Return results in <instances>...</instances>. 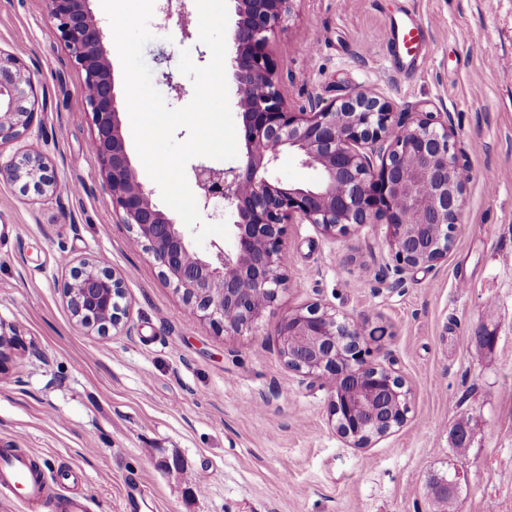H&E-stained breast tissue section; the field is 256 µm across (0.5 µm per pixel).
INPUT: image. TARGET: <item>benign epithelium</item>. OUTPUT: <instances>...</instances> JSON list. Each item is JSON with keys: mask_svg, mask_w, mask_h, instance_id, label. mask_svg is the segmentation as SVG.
I'll use <instances>...</instances> for the list:
<instances>
[{"mask_svg": "<svg viewBox=\"0 0 512 512\" xmlns=\"http://www.w3.org/2000/svg\"><path fill=\"white\" fill-rule=\"evenodd\" d=\"M233 76L239 95L244 160L238 167H192L203 208L234 216L233 246L195 251L184 225L161 210L132 166L122 131L119 98L103 54V28L88 0H49L56 33L85 71L91 144L119 223L149 250L161 276L181 294L192 319L227 334L252 329L285 285L282 238L289 224H313L334 236L352 226L383 224L401 276L435 266L448 256L463 207L467 171L459 163L446 112H410L395 121L372 92L340 104L286 103L269 50L294 0H232ZM35 86L22 59L0 52V180L55 192L43 156L25 140L33 127ZM292 153L318 180L285 187L272 179L282 152ZM380 159L373 164L370 155ZM77 321L106 333L121 324L124 279L83 263L64 288ZM285 365L308 377L333 379L329 411L336 433L354 448H368L401 426L410 389L393 369L368 359L366 335L315 303L286 316L279 328Z\"/></svg>", "mask_w": 512, "mask_h": 512, "instance_id": "1", "label": "benign epithelium"}]
</instances>
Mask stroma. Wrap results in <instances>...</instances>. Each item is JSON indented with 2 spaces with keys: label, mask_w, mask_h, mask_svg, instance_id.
<instances>
[{
  "label": "stroma",
  "mask_w": 512,
  "mask_h": 512,
  "mask_svg": "<svg viewBox=\"0 0 512 512\" xmlns=\"http://www.w3.org/2000/svg\"><path fill=\"white\" fill-rule=\"evenodd\" d=\"M48 2L0 0V51L33 76L30 141L59 184L48 198L0 181V225L17 228L0 237V332L20 341L0 363V448L37 458L40 512H64L55 476L66 466L92 512H432L431 478L454 469L456 512H512V0H295L270 43L287 100L370 91L397 115L447 113L469 180L447 257L402 280L384 225L333 238L287 225L285 287L235 335L189 318L120 224L88 149L85 72L50 32ZM164 5L143 58L176 109L193 97L181 50L200 67L212 54L195 0L185 31ZM413 20L417 68L391 42ZM101 256L125 279L131 332L98 335L64 299L73 271ZM313 303L369 333L371 361L410 388L407 421L371 447L334 431L329 382L279 354L281 322ZM463 417L473 430L459 446ZM132 487L144 496L128 499Z\"/></svg>",
  "instance_id": "obj_1"
}]
</instances>
